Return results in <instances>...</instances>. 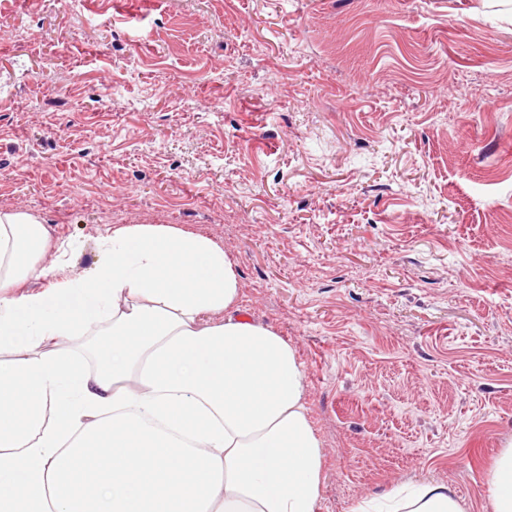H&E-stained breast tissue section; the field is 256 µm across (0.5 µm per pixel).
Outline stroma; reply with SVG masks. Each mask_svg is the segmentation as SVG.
<instances>
[{"label":"stroma","instance_id":"stroma-1","mask_svg":"<svg viewBox=\"0 0 512 512\" xmlns=\"http://www.w3.org/2000/svg\"><path fill=\"white\" fill-rule=\"evenodd\" d=\"M0 212L71 276L212 239L295 349L317 512H490L512 443V0H0ZM398 490L379 502H360L355 512H459L452 490L443 484H419L406 495Z\"/></svg>","mask_w":512,"mask_h":512}]
</instances>
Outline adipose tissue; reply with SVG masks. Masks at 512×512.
<instances>
[{
	"label": "adipose tissue",
	"mask_w": 512,
	"mask_h": 512,
	"mask_svg": "<svg viewBox=\"0 0 512 512\" xmlns=\"http://www.w3.org/2000/svg\"><path fill=\"white\" fill-rule=\"evenodd\" d=\"M40 222L0 213V512H316L324 450L294 348L236 316L211 239L116 229L89 276L39 264ZM50 281L22 293L20 281ZM110 328H103L104 318ZM98 330L94 366L66 343ZM512 512V448L487 480ZM355 512H460L420 484Z\"/></svg>",
	"instance_id": "ef3b65f1"
}]
</instances>
